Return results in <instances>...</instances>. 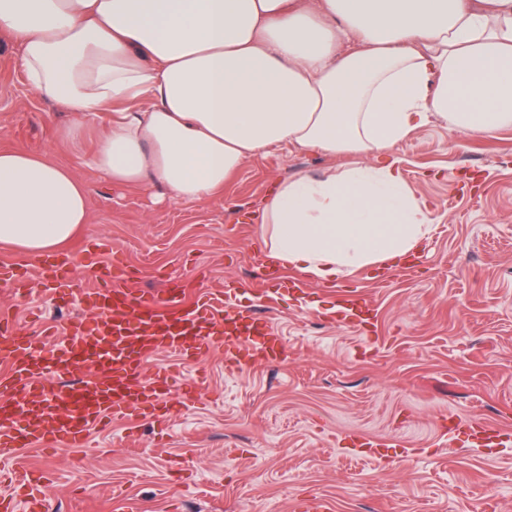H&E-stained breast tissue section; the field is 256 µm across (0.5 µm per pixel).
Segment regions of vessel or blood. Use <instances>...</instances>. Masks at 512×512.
I'll list each match as a JSON object with an SVG mask.
<instances>
[{
  "instance_id": "1",
  "label": "vessel or blood",
  "mask_w": 512,
  "mask_h": 512,
  "mask_svg": "<svg viewBox=\"0 0 512 512\" xmlns=\"http://www.w3.org/2000/svg\"><path fill=\"white\" fill-rule=\"evenodd\" d=\"M86 262L92 287L72 278L73 263L55 256L38 262L40 276L63 296L93 308L64 327H50L45 339L21 334L8 316L0 317V459L21 448L54 441L84 444L91 428L105 419H166L173 374L143 361L158 351L191 362L202 351L220 348L229 369L265 356L277 339L270 326L249 324L233 302L234 288L187 302L182 282L167 280L160 294L135 293L131 269L98 260ZM27 265L0 260V283L23 293L31 277Z\"/></svg>"
}]
</instances>
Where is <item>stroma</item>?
I'll return each instance as SVG.
<instances>
[{
  "instance_id": "obj_1",
  "label": "stroma",
  "mask_w": 512,
  "mask_h": 512,
  "mask_svg": "<svg viewBox=\"0 0 512 512\" xmlns=\"http://www.w3.org/2000/svg\"><path fill=\"white\" fill-rule=\"evenodd\" d=\"M64 118L0 37V147L49 153L90 187L92 221L71 253L98 240L141 270L148 294L170 276L213 290L238 281V303L271 325L281 354L232 374L210 351L199 401L173 404L166 423L109 421L81 447L18 450L52 512H113L117 489L140 512H293L313 496L335 512H512V130L489 139L435 119L397 145L403 179L436 217L417 256L332 284L282 267L275 285L258 275L269 260L253 215L277 180L345 157L282 144L220 196L155 203L86 166L98 130L80 153L58 143ZM351 292L370 306L359 327L336 316ZM56 298L38 278L23 299L0 284V313L37 337L64 314ZM353 433L397 446L344 454Z\"/></svg>"
}]
</instances>
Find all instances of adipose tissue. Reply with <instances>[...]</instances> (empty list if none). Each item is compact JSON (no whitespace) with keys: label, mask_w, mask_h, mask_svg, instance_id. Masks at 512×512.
I'll return each mask as SVG.
<instances>
[{"label":"adipose tissue","mask_w":512,"mask_h":512,"mask_svg":"<svg viewBox=\"0 0 512 512\" xmlns=\"http://www.w3.org/2000/svg\"><path fill=\"white\" fill-rule=\"evenodd\" d=\"M56 139L113 186L206 201L287 144L345 156L278 181L257 219L269 259L331 283L419 251L433 211L394 147L431 119L512 129V0H0ZM90 190L47 154L0 148V245L38 258L89 223Z\"/></svg>","instance_id":"adipose-tissue-1"}]
</instances>
